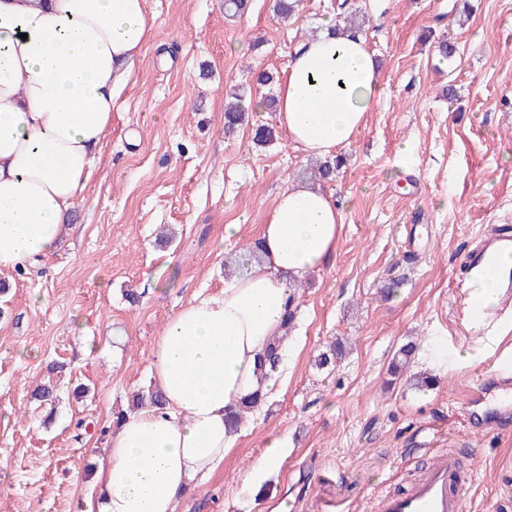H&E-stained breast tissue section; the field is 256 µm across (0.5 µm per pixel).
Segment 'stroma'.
<instances>
[{
	"mask_svg": "<svg viewBox=\"0 0 512 512\" xmlns=\"http://www.w3.org/2000/svg\"><path fill=\"white\" fill-rule=\"evenodd\" d=\"M146 7L153 38L113 104L73 232L27 273H0L10 284L0 294V512H79L96 497L87 467L107 449L113 413L151 383L165 319L223 288L225 265L257 239L276 195L309 176L287 135L254 142L275 113L251 110L228 137L224 103L236 87L255 101L276 93L294 48L336 18L337 0H300L285 21L275 0H250L234 17L224 0ZM347 10L366 20L382 91L322 185L343 205L336 256L298 290V349L269 407L177 512H362L371 497L409 492L450 450L476 472L483 512H512V434L465 432L456 415L489 366L512 364V322L485 336L458 314L483 231L512 227V0H349ZM443 39L453 61L434 51ZM263 70L273 81L260 86L252 75ZM228 224L239 227L229 239ZM393 280L399 288L382 294ZM410 340V372L433 380L422 391L388 372ZM337 341L341 358L317 368ZM53 360L68 371L41 407L30 393ZM274 440L279 466L256 472Z\"/></svg>",
	"mask_w": 512,
	"mask_h": 512,
	"instance_id": "1",
	"label": "stroma"
}]
</instances>
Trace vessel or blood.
Listing matches in <instances>:
<instances>
[{"instance_id":"vessel-or-blood-1","label":"vessel or blood","mask_w":512,"mask_h":512,"mask_svg":"<svg viewBox=\"0 0 512 512\" xmlns=\"http://www.w3.org/2000/svg\"><path fill=\"white\" fill-rule=\"evenodd\" d=\"M469 272L474 277H490L502 288H512V269L500 267L493 254L476 255ZM466 322L479 331H489L494 323L492 311L477 303L463 306ZM465 428L471 432L486 431L489 426H501L512 415V405L491 407L485 404L478 391H470L460 407ZM468 484L458 477V461L455 455L440 456L405 495L385 494L372 501L369 512H473L467 494Z\"/></svg>"}]
</instances>
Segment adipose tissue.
I'll return each instance as SVG.
<instances>
[{
	"label": "adipose tissue",
	"instance_id": "ef3b65f1",
	"mask_svg": "<svg viewBox=\"0 0 512 512\" xmlns=\"http://www.w3.org/2000/svg\"><path fill=\"white\" fill-rule=\"evenodd\" d=\"M146 0H0V271L53 254L69 231L112 126L115 97L152 40ZM293 147L329 156L348 146L380 96V69L362 35L322 31L295 50L277 93ZM336 199L310 184L274 198L259 233L261 263L167 318L150 372L162 408L128 414L96 467L99 496L81 512H176L238 438L226 424L253 394L295 286L335 255Z\"/></svg>",
	"mask_w": 512,
	"mask_h": 512
}]
</instances>
